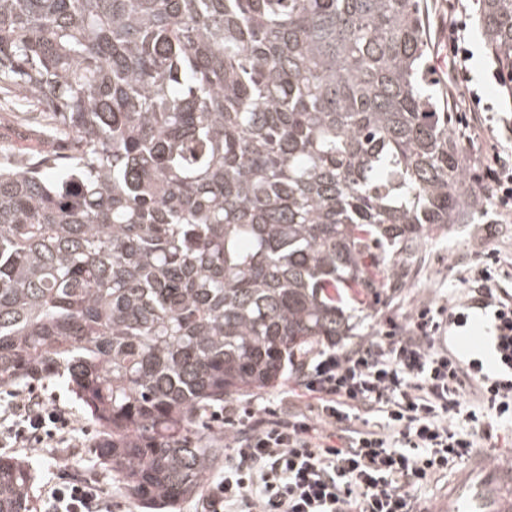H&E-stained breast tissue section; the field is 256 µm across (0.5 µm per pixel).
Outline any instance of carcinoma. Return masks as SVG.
Masks as SVG:
<instances>
[{"mask_svg": "<svg viewBox=\"0 0 512 512\" xmlns=\"http://www.w3.org/2000/svg\"><path fill=\"white\" fill-rule=\"evenodd\" d=\"M422 0H0V97L67 152L0 164V390L62 379L148 512L224 449L201 415L350 335L474 191ZM478 26L512 98V0ZM37 472L0 457V512Z\"/></svg>", "mask_w": 512, "mask_h": 512, "instance_id": "1", "label": "carcinoma"}]
</instances>
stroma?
<instances>
[{
	"label": "stroma",
	"mask_w": 512,
	"mask_h": 512,
	"mask_svg": "<svg viewBox=\"0 0 512 512\" xmlns=\"http://www.w3.org/2000/svg\"><path fill=\"white\" fill-rule=\"evenodd\" d=\"M428 5L430 58L436 80H447L448 60L453 49L448 42V26L462 23V43L469 51L466 63L468 88L475 93L472 108L455 109L452 133L466 150L468 158L481 165L496 159L512 160V101L504 100L499 76L490 60L478 30L477 0H426ZM32 132V124L11 103L0 104V155L17 159L43 151ZM494 206L483 203L464 224L441 227L424 241L420 259L409 287L384 291L381 299L365 307L348 303L346 310L354 330L340 345L348 348L374 336L387 318H404L418 307L454 301L466 293L470 270L485 263L493 265L492 285L498 296L512 299V223L496 224ZM496 224V236H487V224ZM32 389L49 403L70 413L77 429L67 448H1L0 456L35 462L38 468L33 487V512H43L48 486L59 480L97 483L109 488L112 512H141L139 503L121 490L109 467L89 455L88 448L99 434L77 409L67 386L58 378H41Z\"/></svg>",
	"instance_id": "35a3bbf8"
}]
</instances>
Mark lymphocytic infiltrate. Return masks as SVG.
<instances>
[{
    "label": "lymphocytic infiltrate",
    "instance_id": "lymphocytic-infiltrate-1",
    "mask_svg": "<svg viewBox=\"0 0 512 512\" xmlns=\"http://www.w3.org/2000/svg\"><path fill=\"white\" fill-rule=\"evenodd\" d=\"M472 279L476 298L493 305L498 362L512 370V302L498 298L489 266ZM461 311L424 305L356 347L317 352L277 406L225 405L229 453L209 512H417L420 482L491 439L484 415L512 416V377L483 380L477 410L464 408L469 373L446 344L448 320ZM372 414L381 428L370 427ZM461 415L467 428L455 424ZM74 430L73 418L33 392L0 411V445L60 448ZM45 506L112 509L108 488L71 481L50 486Z\"/></svg>",
    "mask_w": 512,
    "mask_h": 512
}]
</instances>
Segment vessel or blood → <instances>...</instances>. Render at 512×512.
Returning a JSON list of instances; mask_svg holds the SVG:
<instances>
[{
  "label": "vessel or blood",
  "instance_id": "obj_1",
  "mask_svg": "<svg viewBox=\"0 0 512 512\" xmlns=\"http://www.w3.org/2000/svg\"><path fill=\"white\" fill-rule=\"evenodd\" d=\"M442 512H512V462L475 452L449 481Z\"/></svg>",
  "mask_w": 512,
  "mask_h": 512
}]
</instances>
